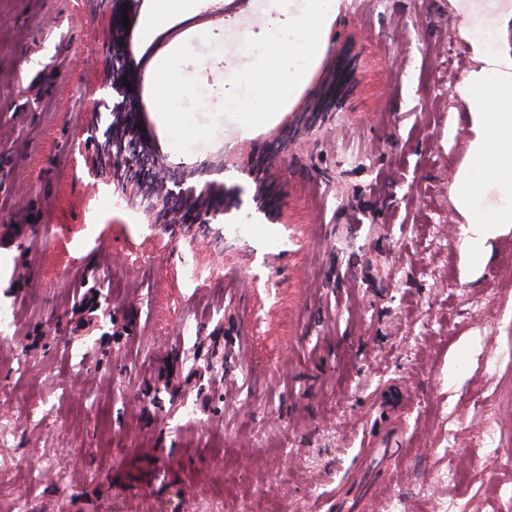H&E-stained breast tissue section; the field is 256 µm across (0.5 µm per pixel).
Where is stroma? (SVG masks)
<instances>
[{"mask_svg":"<svg viewBox=\"0 0 512 512\" xmlns=\"http://www.w3.org/2000/svg\"><path fill=\"white\" fill-rule=\"evenodd\" d=\"M267 9L203 0L156 32L207 61L200 119ZM459 28L449 0H347L272 123L180 153L149 118L167 190L190 168L219 190L210 223L152 224L91 138L108 0H0V512H339L396 428L350 512H512V224L486 262L461 245ZM345 50L342 109L299 127Z\"/></svg>","mask_w":512,"mask_h":512,"instance_id":"stroma-1","label":"stroma"}]
</instances>
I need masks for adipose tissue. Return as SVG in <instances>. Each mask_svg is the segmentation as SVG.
Returning <instances> with one entry per match:
<instances>
[{"label": "adipose tissue", "instance_id": "adipose-tissue-1", "mask_svg": "<svg viewBox=\"0 0 512 512\" xmlns=\"http://www.w3.org/2000/svg\"><path fill=\"white\" fill-rule=\"evenodd\" d=\"M462 38L479 66L456 91L479 133L460 174L455 206L468 217L462 245L482 260L498 225L512 224V0H454Z\"/></svg>", "mask_w": 512, "mask_h": 512}]
</instances>
